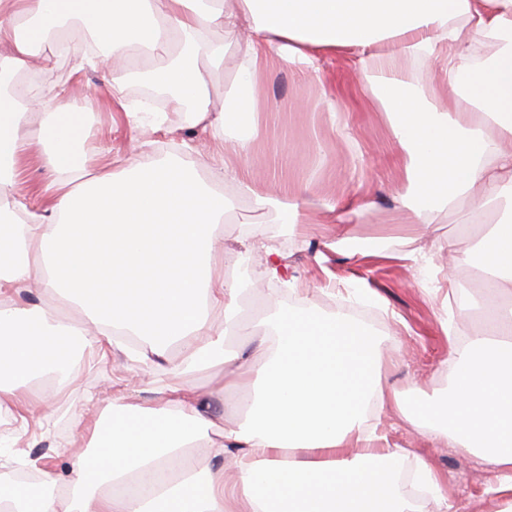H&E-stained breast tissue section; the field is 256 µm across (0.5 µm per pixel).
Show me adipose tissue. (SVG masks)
Wrapping results in <instances>:
<instances>
[{
	"mask_svg": "<svg viewBox=\"0 0 512 512\" xmlns=\"http://www.w3.org/2000/svg\"><path fill=\"white\" fill-rule=\"evenodd\" d=\"M68 25L91 36L92 68L114 71L112 96L133 130L161 131L165 115L125 100L131 78L224 132L236 154L261 125L272 63L317 76L329 56H348L382 104L403 160L396 199L412 223L463 195L495 216L470 245L448 242L453 264L474 268L490 294L472 305L481 328L448 343L447 391L405 403L384 386L400 344L311 305L277 307L254 325L252 353L226 354L243 284L225 275L214 241L235 202L216 189L221 174L203 181L176 156L90 169L85 113L56 104L54 86L34 96L20 80L51 70L44 45ZM231 37L236 77L217 103L209 85ZM383 41L393 53L378 52ZM477 41L493 55L476 61ZM408 61L427 67L426 83L412 81ZM35 144L53 180L51 203L32 211L16 171ZM310 189L254 197L294 225L317 214L342 225L373 206L309 203ZM246 251L259 255L254 277L287 284L261 225ZM32 283L80 321L47 305L2 306ZM174 347L186 371L234 365L239 397L223 423L198 387L158 379L147 404L113 388L69 480L50 470L33 484L0 480V512H414L396 484L401 449L365 424L373 403L480 457L501 512H512V0H0V410L28 429L68 384L76 352L105 359L117 349L136 363L144 349L162 358ZM35 377L50 387H30ZM216 456L233 459L232 481L220 467L198 470Z\"/></svg>",
	"mask_w": 512,
	"mask_h": 512,
	"instance_id": "obj_1",
	"label": "adipose tissue"
}]
</instances>
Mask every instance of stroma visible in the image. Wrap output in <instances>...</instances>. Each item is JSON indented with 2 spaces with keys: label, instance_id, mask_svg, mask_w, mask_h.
<instances>
[{
  "label": "stroma",
  "instance_id": "35a3bbf8",
  "mask_svg": "<svg viewBox=\"0 0 512 512\" xmlns=\"http://www.w3.org/2000/svg\"><path fill=\"white\" fill-rule=\"evenodd\" d=\"M80 61L77 55L56 60L42 81L61 88L60 103L89 116L85 148L93 169L106 170L120 161L147 165L175 154L204 179L230 166L237 179L248 181L263 194L273 187L289 192L307 181L313 191L333 199L352 194L372 197L375 208L349 225L354 236L381 239L379 250L365 256L330 248L335 225L321 222L292 228L278 223L272 208H259L251 198L239 197L235 211L221 227L224 267L232 269V258L248 226L262 225L295 279L297 299L307 300L325 314L363 310L374 332L404 342L403 356L386 364L389 388L406 401L429 399L447 388L451 368L443 361L448 341L440 323L448 321L458 338L470 337L478 327L470 306L483 290L470 270L460 267L455 271L459 287L449 293L443 279L448 252L440 244L463 227L490 223L491 216L476 211L472 200L460 199L436 213L428 236L414 243L430 260V267L397 258L395 238L407 232L394 199L395 188L404 178L403 167L379 102L367 83L354 78L346 56L329 58L317 79L299 77L284 66L272 67L264 84L263 122L243 155L217 147L215 132L194 124L191 113L180 110L168 112L166 131H132L112 105L111 78L79 70ZM323 97L328 100L324 106L319 103ZM334 113L339 123H331ZM270 293L267 283L247 291L240 324L227 338L230 348L248 347L251 316L269 310ZM180 359L177 349L166 359L149 356L136 364L119 352L106 362L82 357L66 388L42 416L36 434H23L19 440V463L0 470V476L18 475L21 460L31 457L68 476L76 452L88 442L89 394L122 383L129 385L131 401L147 402L153 398L157 378L204 387L224 376L218 368L179 371ZM382 420L390 445L405 451L402 473L415 472L420 462H428L447 480L451 500L465 505L467 512H496L484 462L460 448L430 446L421 430L396 410H386Z\"/></svg>",
  "mask_w": 512,
  "mask_h": 512
}]
</instances>
